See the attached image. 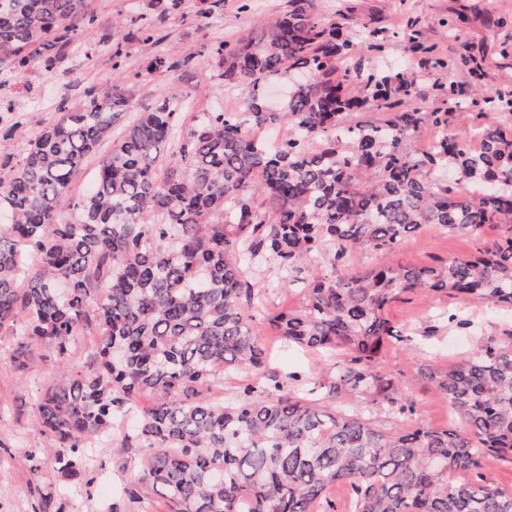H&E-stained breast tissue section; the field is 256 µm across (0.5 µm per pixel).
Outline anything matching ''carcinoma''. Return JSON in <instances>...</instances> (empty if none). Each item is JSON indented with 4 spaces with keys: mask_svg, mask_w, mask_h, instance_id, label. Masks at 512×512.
Masks as SVG:
<instances>
[{
    "mask_svg": "<svg viewBox=\"0 0 512 512\" xmlns=\"http://www.w3.org/2000/svg\"><path fill=\"white\" fill-rule=\"evenodd\" d=\"M91 24L88 0H0V62L51 68ZM354 50L312 0H289L259 39L209 47L224 85L249 86L248 110L195 112L187 96L158 99L114 140L133 105L112 75L79 107L59 109L11 166L0 186V330L27 337L10 359L16 370L46 344L60 359L36 409L62 474L83 475L86 448L109 439L147 449L124 498H160L167 512H338L326 492L339 482L352 489L351 512H512V489L448 477L490 454L512 457V350L486 342L452 366L420 365L460 428L384 432L351 408L367 394L414 412L377 368L383 347L413 341L386 315L398 295L453 291L512 308V236L433 266L394 258L400 240L427 225L476 236L512 223V125L495 121L485 91L471 131L456 136L452 113L412 107L409 70L372 62L338 71L337 57ZM175 67L158 53L145 73ZM295 73L310 78L269 111L266 85ZM370 103L387 118L358 119ZM279 125L289 134L277 147L253 135ZM424 125L442 135L413 152ZM109 140L92 191L73 195L74 176ZM355 253L381 260L353 270ZM319 257L331 271L312 267ZM269 263L306 301L266 321L285 346L336 358L323 384L290 374L286 391L262 374L270 351L254 321L253 276ZM93 331L102 340L92 359L72 366L75 338ZM240 371L255 380L230 400L201 395ZM143 395L153 403L139 425L113 434Z\"/></svg>",
    "mask_w": 512,
    "mask_h": 512,
    "instance_id": "cac0c4a2",
    "label": "carcinoma"
}]
</instances>
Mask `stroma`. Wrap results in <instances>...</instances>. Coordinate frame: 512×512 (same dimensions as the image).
Instances as JSON below:
<instances>
[{"label":"stroma","mask_w":512,"mask_h":512,"mask_svg":"<svg viewBox=\"0 0 512 512\" xmlns=\"http://www.w3.org/2000/svg\"><path fill=\"white\" fill-rule=\"evenodd\" d=\"M287 9L288 0H221L205 20L198 14L196 0H178L164 12L156 0H89L94 22L83 29L79 49L51 69L37 62L21 73L0 74V99L8 100L21 118L17 125L11 118L0 119V124L14 128V155H21L60 107L79 106L91 86L111 75L112 46L117 42L123 48L120 70L128 78L135 104L188 93L209 110L244 111L247 86L225 88L207 48L216 40L261 36L259 21L274 20ZM316 12L321 20L340 24L353 41L375 34L382 45V62L393 67L404 64L418 73L412 103L420 111L470 112L476 91L496 96L512 91V0H316ZM458 18L462 26L451 30L452 20ZM146 27L155 31L156 43L136 39L138 29ZM156 53L179 60V68L144 76L148 58ZM509 235L512 224H487L480 239ZM477 240L427 227L406 236L396 258L426 265L473 254ZM280 279L275 266L263 269L256 319L303 307V291L282 288ZM433 309L472 322L464 330L440 324L432 345L441 365L467 357L479 338L512 347V311L482 302L465 305L450 293L401 295L390 303L387 315L415 335L429 325L428 313ZM264 341L272 351L265 366L271 375L283 379L298 372L323 381L334 371L318 355L281 351L274 329H267ZM56 361L52 347L43 346L24 370L0 367V512H42L47 505L53 512H163V502L130 503L121 497L123 483L139 470L141 452L105 445L97 449L86 474L69 477L58 472L54 442L39 426L35 410L38 393L56 376ZM421 362L418 352L388 346L377 366L406 387L416 405L414 425L437 430L452 426L448 403L417 380Z\"/></svg>","instance_id":"stroma-1"}]
</instances>
